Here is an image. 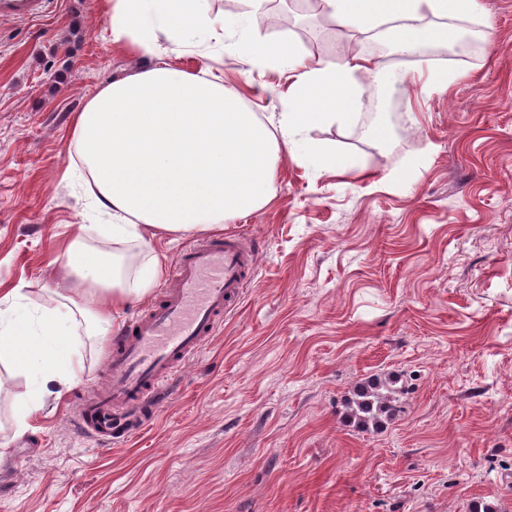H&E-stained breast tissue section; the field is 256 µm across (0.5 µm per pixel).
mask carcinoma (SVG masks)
Returning a JSON list of instances; mask_svg holds the SVG:
<instances>
[{
	"instance_id": "obj_1",
	"label": "carcinoma",
	"mask_w": 512,
	"mask_h": 512,
	"mask_svg": "<svg viewBox=\"0 0 512 512\" xmlns=\"http://www.w3.org/2000/svg\"><path fill=\"white\" fill-rule=\"evenodd\" d=\"M260 26L270 29H286L288 21L281 15L267 11L258 16ZM401 377L369 378L359 383L349 397L344 399L345 418L357 429L377 431L397 415Z\"/></svg>"
}]
</instances>
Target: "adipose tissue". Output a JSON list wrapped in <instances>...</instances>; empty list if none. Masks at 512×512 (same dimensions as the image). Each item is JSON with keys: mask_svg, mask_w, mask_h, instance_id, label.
I'll return each mask as SVG.
<instances>
[{"mask_svg": "<svg viewBox=\"0 0 512 512\" xmlns=\"http://www.w3.org/2000/svg\"><path fill=\"white\" fill-rule=\"evenodd\" d=\"M209 0H109L113 42L150 53L159 42L181 48L214 44L260 65H283L294 73L292 104L277 126H268L224 80L208 69L188 73L161 62L112 80L74 118L76 158L66 177L81 178L89 206L112 241L111 257L89 253L80 238L66 244L62 278L83 306L45 307L33 314L24 304L0 308V364L30 379L15 410L18 429L41 407L50 384H78L83 373L82 335L106 338L117 315L141 300L164 273V255L149 236L189 234L223 226L259 211L270 200L281 155L341 170L353 168L335 150L298 137L319 125H347L363 94L356 74L378 76L374 59L353 54L343 63L307 67L295 45L283 38L242 34L228 44L209 16ZM324 12L347 30L365 33L393 23L398 53L413 55L457 37L451 18L474 14L477 0H322ZM434 16L438 25L420 20ZM138 246L143 261L129 274L119 260ZM85 334H78L76 318Z\"/></svg>", "mask_w": 512, "mask_h": 512, "instance_id": "adipose-tissue-1", "label": "adipose tissue"}]
</instances>
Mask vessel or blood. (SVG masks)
Segmentation results:
<instances>
[{
    "mask_svg": "<svg viewBox=\"0 0 512 512\" xmlns=\"http://www.w3.org/2000/svg\"><path fill=\"white\" fill-rule=\"evenodd\" d=\"M45 9L46 0H0V15L30 19ZM254 265L250 246L236 234L187 246L161 299L132 321L123 339L113 340L110 396L78 399L80 432L98 442L138 434L174 377L217 333Z\"/></svg>",
    "mask_w": 512,
    "mask_h": 512,
    "instance_id": "b4317fda",
    "label": "vessel or blood"
}]
</instances>
